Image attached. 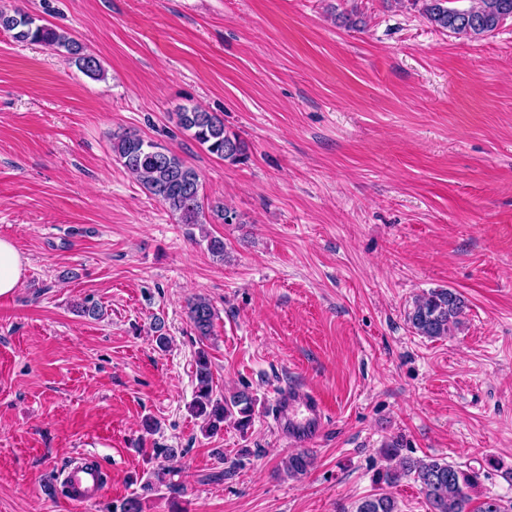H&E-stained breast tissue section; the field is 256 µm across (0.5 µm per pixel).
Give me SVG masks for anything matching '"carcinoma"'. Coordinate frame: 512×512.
I'll list each match as a JSON object with an SVG mask.
<instances>
[{
    "mask_svg": "<svg viewBox=\"0 0 512 512\" xmlns=\"http://www.w3.org/2000/svg\"><path fill=\"white\" fill-rule=\"evenodd\" d=\"M452 0H408L432 26L456 35L479 38L495 32L501 22L512 17V0H476L468 8L450 6ZM0 29L11 34L18 43L38 44L71 56L75 65L88 76L102 79L104 69L93 54L83 52L80 44L68 33L38 23L29 13L15 9L0 10ZM179 127L207 152L230 164L241 161L245 155V142L224 127V120L215 113L197 106L184 107L177 113ZM112 152L127 171L135 175L149 193L179 217L181 224H205L206 212L232 224L237 215L215 206L205 210L200 194V176L195 168L187 165L176 153L136 133L117 135L112 141ZM467 305L464 298L448 288H437L418 297L407 313V322L416 333L428 338H439L463 323ZM215 312L204 298L188 304V318L201 340L211 336ZM196 391L191 412L203 422L206 434L214 435L224 430L229 422L244 432L252 423L254 399L248 390L229 396L214 394L211 361L206 350L198 351L196 359ZM312 459L305 452L288 457L287 471L291 477L307 472ZM414 476L419 483L429 512H512V506L490 498L479 509H469L471 491L479 483V473L454 466L444 459L403 458L395 468L377 474L376 482L387 486L401 479ZM356 512H399L396 499L378 492L364 498Z\"/></svg>",
    "mask_w": 512,
    "mask_h": 512,
    "instance_id": "cac0c4a2",
    "label": "carcinoma"
}]
</instances>
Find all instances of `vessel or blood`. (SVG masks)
<instances>
[{
    "mask_svg": "<svg viewBox=\"0 0 512 512\" xmlns=\"http://www.w3.org/2000/svg\"><path fill=\"white\" fill-rule=\"evenodd\" d=\"M327 406L314 389L288 387L278 393L274 419L279 428H287L288 440L294 444L311 442L320 432ZM69 487L67 498L73 503L94 501L101 493L106 473L95 463L81 462L64 470Z\"/></svg>",
    "mask_w": 512,
    "mask_h": 512,
    "instance_id": "obj_1",
    "label": "vessel or blood"
}]
</instances>
